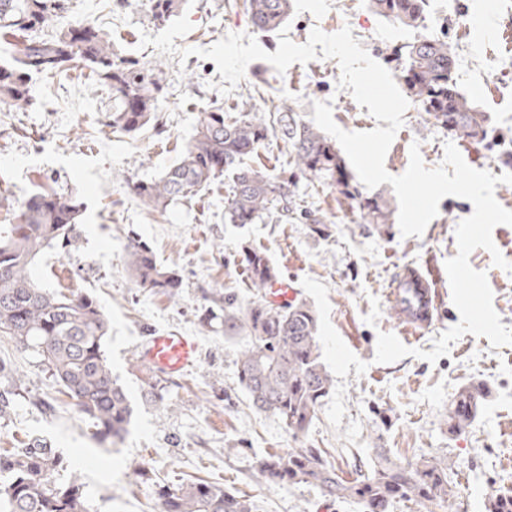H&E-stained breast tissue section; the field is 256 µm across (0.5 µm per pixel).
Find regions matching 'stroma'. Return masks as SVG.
Here are the masks:
<instances>
[{"label":"stroma","instance_id":"1","mask_svg":"<svg viewBox=\"0 0 512 512\" xmlns=\"http://www.w3.org/2000/svg\"><path fill=\"white\" fill-rule=\"evenodd\" d=\"M69 21L95 23L124 55L150 64L154 47H141L142 34L161 33L149 16L148 0H71ZM428 34H446L457 53L454 78L489 118L488 137L477 153L457 148L467 163L493 175L512 173V48L496 40L512 26V0H428ZM193 24L178 47L207 48L229 33L254 34L268 52L275 33L252 31L248 0H184ZM288 36L306 43L313 28L333 34L350 27L354 39L378 63L387 64L395 46L414 30L379 16L369 0H291ZM167 97L154 125L134 135L107 124L112 98L74 70L67 76L30 81L32 103L20 112L0 109V195L21 204L41 185L76 194L83 203L80 244L68 254L47 250L31 275L52 291L73 290L96 298L110 323L104 351L112 376L128 392L134 413L129 433L101 443L87 418L61 394L41 357L0 335V360L21 380L13 411L0 418V448L44 440L63 459L56 482L78 473L90 512H152L160 485L178 486L201 477L249 496L257 512H361L358 505L326 500L318 489L282 486L250 471L254 455L280 448H324L338 473L354 478L371 465L377 450L394 461L429 459L447 467L453 480L448 502L397 504L394 512H484L492 493L512 485V345L493 348L470 334L452 343L436 363L407 356L390 364L374 361L379 332L394 333L407 347L432 350L440 334L460 316L448 280L432 324L419 335L406 333L390 294L405 265L444 267L456 256L457 224L472 203L448 196L422 236L402 237L398 224L367 223L336 187L300 180L288 218L272 213L252 224L224 221L227 180L204 195L154 212L144 208L128 183L160 175L180 157L203 111L233 110L246 103L256 112L291 108L311 123L313 105L331 106L347 131L374 129L376 120L338 86L337 59L316 58L278 74L266 61L250 63L245 77L221 94L222 77L213 61L166 57ZM451 136L430 114L409 105L385 158L390 174L405 172L409 149L419 143L426 167L439 165ZM137 235L158 264L178 269L182 286L168 298L137 288L128 267V235ZM264 251L294 298L319 317L321 360L333 379L309 430L293 435L275 415L254 410L238 378L237 362L247 335L225 338L219 321H207L216 293L234 294L239 305L257 292L242 259L245 249ZM485 272L493 306L512 327V274L494 266L482 248L469 258ZM179 330L200 344L197 364L173 379L144 365L137 349L152 331ZM481 383L486 393L464 431L448 427L455 393ZM51 398L48 413L41 400ZM140 464L144 477L133 475Z\"/></svg>","mask_w":512,"mask_h":512}]
</instances>
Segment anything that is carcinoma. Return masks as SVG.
<instances>
[{
	"mask_svg": "<svg viewBox=\"0 0 512 512\" xmlns=\"http://www.w3.org/2000/svg\"><path fill=\"white\" fill-rule=\"evenodd\" d=\"M375 11L403 27L423 26L427 0H371ZM154 20L177 15L182 0H149ZM69 0H0V34L12 39L17 53L0 61V103L15 107L30 102L29 78L63 75L88 68L96 82L110 88L108 126L132 134L156 121L165 96L161 65L146 67L115 51L100 26L60 18ZM253 30L270 33L286 21L289 0H249ZM408 96L457 139L478 146L488 134L487 117L459 91L453 77L455 48L435 35L423 36L394 50ZM291 147V172L272 174L245 163L264 147L270 133ZM232 180L224 202V222L252 224L264 214L291 211V186L311 178L336 187L359 208L369 224H389L396 207L385 197H365L351 185V175L332 143L293 111L267 116L248 104L230 115L222 108L202 113L180 159L158 177L135 181L133 195L149 210L164 211L173 202L207 191L221 175ZM82 203L73 195L42 187L16 210L15 224L0 230V335L43 358L61 393L92 421V435L122 439L133 415L131 400L112 378L103 349L109 325L98 301L89 294L50 292L31 276V266L46 248L68 254L78 248ZM131 275L147 292L175 297L182 279L174 268L159 265L149 247L128 237ZM244 262L258 288L255 301L242 307L232 296L219 299L209 316L224 321V335L248 332L238 377L252 406L275 414L294 435L304 433L333 386L320 361L318 316L307 303L268 299V284L278 278L265 253L248 249ZM484 395L480 385L461 389L449 411L452 431H462L476 417ZM60 456L33 440L0 454V512H88L81 483L52 481ZM251 469L279 485L307 484L333 501L376 504L391 512L399 502H445L452 492L448 469L423 459L400 465L379 458L365 473L346 479L319 448H282L252 458ZM248 496L218 483L193 478L175 488L156 491V512H255ZM485 512H512V490L488 497Z\"/></svg>",
	"mask_w": 512,
	"mask_h": 512,
	"instance_id": "obj_1",
	"label": "carcinoma"
}]
</instances>
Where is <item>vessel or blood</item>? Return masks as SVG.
<instances>
[{
  "label": "vessel or blood",
  "instance_id": "b4317fda",
  "mask_svg": "<svg viewBox=\"0 0 512 512\" xmlns=\"http://www.w3.org/2000/svg\"><path fill=\"white\" fill-rule=\"evenodd\" d=\"M404 280L413 286L407 302L417 312L416 317L408 319V326H429L440 302L438 289L432 288L427 274L415 268L408 269ZM198 352L197 341L178 331L152 333L139 348L143 362L171 377L182 375L191 367L198 358Z\"/></svg>",
  "mask_w": 512,
  "mask_h": 512
}]
</instances>
